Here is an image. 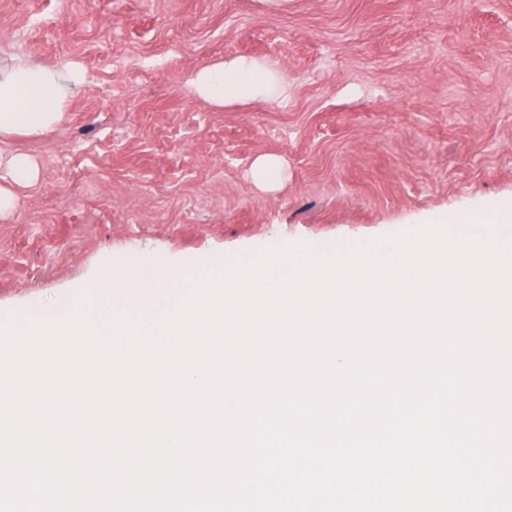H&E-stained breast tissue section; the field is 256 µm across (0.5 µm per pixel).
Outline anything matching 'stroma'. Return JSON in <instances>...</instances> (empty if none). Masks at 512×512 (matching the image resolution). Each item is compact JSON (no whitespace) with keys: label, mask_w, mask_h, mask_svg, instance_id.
Segmentation results:
<instances>
[{"label":"stroma","mask_w":512,"mask_h":512,"mask_svg":"<svg viewBox=\"0 0 512 512\" xmlns=\"http://www.w3.org/2000/svg\"><path fill=\"white\" fill-rule=\"evenodd\" d=\"M19 57L81 80L52 133L0 142L37 167L0 217V317L54 318L111 265L328 253L491 198L512 237V0H0V65ZM236 57L280 98L192 94Z\"/></svg>","instance_id":"1"}]
</instances>
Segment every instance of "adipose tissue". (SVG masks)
Here are the masks:
<instances>
[{
    "label": "adipose tissue",
    "instance_id": "ef3b65f1",
    "mask_svg": "<svg viewBox=\"0 0 512 512\" xmlns=\"http://www.w3.org/2000/svg\"><path fill=\"white\" fill-rule=\"evenodd\" d=\"M191 85L200 98L222 107L275 95L279 78L265 62L232 59L200 67ZM70 100L63 69L16 59L0 69V139L51 132L62 120Z\"/></svg>",
    "mask_w": 512,
    "mask_h": 512
}]
</instances>
